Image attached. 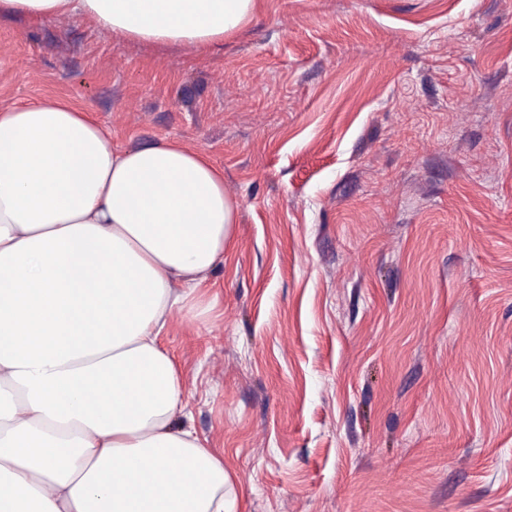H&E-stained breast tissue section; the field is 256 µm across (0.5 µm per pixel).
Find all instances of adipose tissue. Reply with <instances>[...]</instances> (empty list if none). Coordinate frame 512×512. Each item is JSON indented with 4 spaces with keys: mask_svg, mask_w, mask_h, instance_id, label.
I'll use <instances>...</instances> for the list:
<instances>
[{
    "mask_svg": "<svg viewBox=\"0 0 512 512\" xmlns=\"http://www.w3.org/2000/svg\"><path fill=\"white\" fill-rule=\"evenodd\" d=\"M258 0H0L217 46ZM238 205L176 140L119 149L65 99L0 108V512H233L159 344L224 262Z\"/></svg>",
    "mask_w": 512,
    "mask_h": 512,
    "instance_id": "ef3b65f1",
    "label": "adipose tissue"
}]
</instances>
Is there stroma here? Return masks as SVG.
<instances>
[{
    "mask_svg": "<svg viewBox=\"0 0 512 512\" xmlns=\"http://www.w3.org/2000/svg\"><path fill=\"white\" fill-rule=\"evenodd\" d=\"M201 51L0 18V107L224 170L161 337L237 512H512V0H259Z\"/></svg>",
    "mask_w": 512,
    "mask_h": 512,
    "instance_id": "35a3bbf8",
    "label": "stroma"
}]
</instances>
